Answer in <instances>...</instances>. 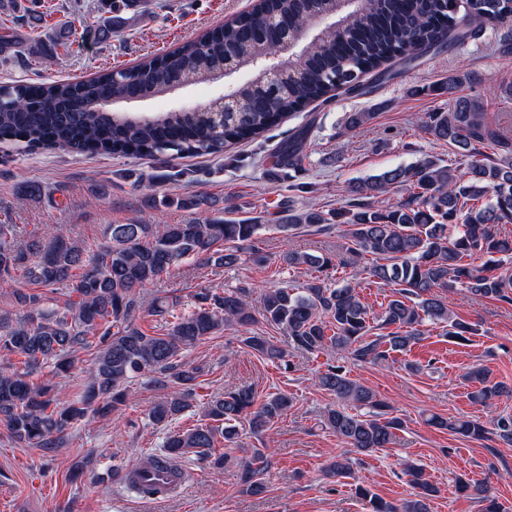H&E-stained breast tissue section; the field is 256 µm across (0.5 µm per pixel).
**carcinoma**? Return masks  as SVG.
Here are the masks:
<instances>
[{
    "label": "carcinoma",
    "mask_w": 512,
    "mask_h": 512,
    "mask_svg": "<svg viewBox=\"0 0 512 512\" xmlns=\"http://www.w3.org/2000/svg\"><path fill=\"white\" fill-rule=\"evenodd\" d=\"M102 16L86 30L93 45L112 37L123 18L112 14L111 0H100ZM481 17L512 31V0H478ZM322 12L325 26L292 60L295 77L279 91L275 108L255 101L254 82L239 85L235 93L245 103L240 118L219 129L206 109L182 118L176 113L140 120L119 118L108 110L114 103L159 96L175 88V81H211L222 77L224 57L237 68L259 70L261 58L272 51L267 42L249 36L260 18L286 17L306 25ZM455 32L456 40L477 30L458 16L453 0H258L251 13L204 33L158 58L146 57L118 79L105 72L71 82L43 81L0 85V143L17 151L61 148L117 156L177 158L185 154L220 155L242 141L264 137L288 116L301 111L338 88L351 91L362 75L383 73L395 60L420 56L440 47ZM72 36L61 26L41 52ZM419 127L439 141L451 144L467 158L461 171L441 159L424 158L409 166L387 169L350 186L349 202L327 212L294 201L283 203L274 224L253 219L207 217L185 224H151L143 219L108 224L106 244L88 255L68 231L51 227L18 240L16 225L0 224V286L10 291L12 309L0 311V354L21 358L0 366V426L7 439L20 448L51 450L62 447L77 424L119 410L128 398L125 384L137 375L147 385L169 390L151 411L154 424L169 427L192 407L198 371L184 361L185 352L210 339L226 326L242 328L259 322L288 334L289 344L307 354L338 351L360 363L381 365L394 352H408L425 336L427 323L441 324L445 334L470 341L476 329L454 316L439 288H462L466 293L512 304V276L500 271L501 260L512 257V239L502 237L498 224H512V137L485 120L475 99H448V109L427 112ZM493 146L497 152L483 150ZM303 141L296 137L281 147L283 165L301 160ZM401 188L408 195L386 206L374 199ZM344 227L342 264L367 274L390 289L391 295L375 321L384 334L371 335V310L360 296V282L329 283L332 258L289 252L283 262L306 265L321 273L301 292L288 287L268 290L259 314L249 304L247 288L204 290L188 310L177 300L161 297L153 313L165 320L160 332L147 334L130 325L136 293L189 258L233 267L246 250L260 252V231L285 236L295 231L322 232ZM486 261L477 265L480 258ZM247 351L277 365H288V352L257 331L241 337ZM92 352L90 376L82 399L66 402L58 385L43 370L63 379L77 367L78 350ZM474 401L490 404L509 393L476 370ZM316 385L336 398L323 420L347 447L372 453L388 447L404 428L368 386L352 379L343 365H329ZM251 386L227 389L211 400L200 422L166 433L163 457L172 461L188 454L223 467L227 453L236 448L242 426L258 436L293 406L292 396L272 392L257 401ZM433 426L473 440L490 435L512 445V416L500 415L485 423L434 414ZM241 492L265 491L268 460L260 449L241 460ZM326 473L333 478L351 475L349 459L332 458ZM415 498L399 505L385 502L363 487L358 494L368 501V512H428L434 489L411 467Z\"/></svg>",
    "instance_id": "carcinoma-1"
}]
</instances>
